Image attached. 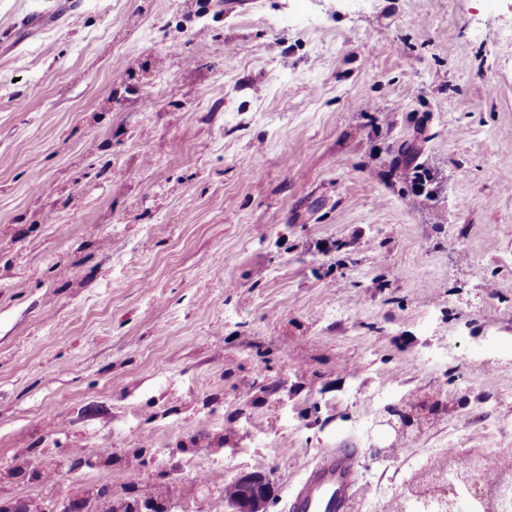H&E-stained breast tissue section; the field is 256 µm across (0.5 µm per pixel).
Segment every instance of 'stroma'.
Segmentation results:
<instances>
[{"label": "stroma", "mask_w": 512, "mask_h": 512, "mask_svg": "<svg viewBox=\"0 0 512 512\" xmlns=\"http://www.w3.org/2000/svg\"><path fill=\"white\" fill-rule=\"evenodd\" d=\"M511 31L512 0H0V470L108 452L138 500L174 464L189 512L262 470L289 512L349 446L392 512L445 449L506 469Z\"/></svg>", "instance_id": "1"}]
</instances>
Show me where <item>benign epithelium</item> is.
<instances>
[{"label": "benign epithelium", "instance_id": "1", "mask_svg": "<svg viewBox=\"0 0 512 512\" xmlns=\"http://www.w3.org/2000/svg\"><path fill=\"white\" fill-rule=\"evenodd\" d=\"M486 459L479 454L457 458L433 473L436 492L414 489L396 512H512V464L505 473L487 476ZM271 497L270 479L263 473L244 474L224 488L229 512H266ZM44 512H87L83 498L63 497Z\"/></svg>", "mask_w": 512, "mask_h": 512}]
</instances>
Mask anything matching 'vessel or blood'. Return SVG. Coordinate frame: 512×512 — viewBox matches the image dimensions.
Wrapping results in <instances>:
<instances>
[{"label": "vessel or blood", "instance_id": "vessel-or-blood-1", "mask_svg": "<svg viewBox=\"0 0 512 512\" xmlns=\"http://www.w3.org/2000/svg\"><path fill=\"white\" fill-rule=\"evenodd\" d=\"M357 454L352 448L321 452L290 496V512H350L361 493Z\"/></svg>", "mask_w": 512, "mask_h": 512}]
</instances>
